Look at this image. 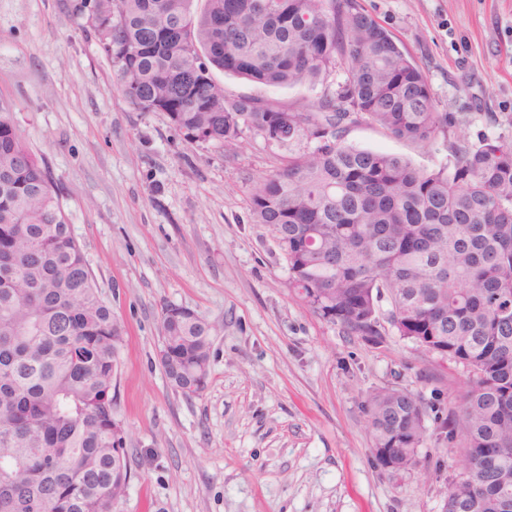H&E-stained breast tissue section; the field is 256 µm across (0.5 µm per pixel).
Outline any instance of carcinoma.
<instances>
[{"instance_id":"cac0c4a2","label":"carcinoma","mask_w":512,"mask_h":512,"mask_svg":"<svg viewBox=\"0 0 512 512\" xmlns=\"http://www.w3.org/2000/svg\"><path fill=\"white\" fill-rule=\"evenodd\" d=\"M75 0L138 112H164L189 138L224 144L247 129L291 153L255 182V222L271 227L288 288L348 335L380 344L388 329L468 371L436 443L459 444L467 471L444 512H502L512 495V141L450 140L422 70L359 0ZM343 80L311 105L229 98L213 70L271 87ZM0 100V512H113L131 478L116 382L123 332L73 236L46 160ZM377 125L415 144L449 141L430 171L345 141ZM391 309L381 317L379 302ZM165 374L185 395L207 386L210 325L168 305ZM427 406L408 391L371 393L372 451L416 463Z\"/></svg>"}]
</instances>
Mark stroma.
<instances>
[{
    "label": "stroma",
    "mask_w": 512,
    "mask_h": 512,
    "mask_svg": "<svg viewBox=\"0 0 512 512\" xmlns=\"http://www.w3.org/2000/svg\"><path fill=\"white\" fill-rule=\"evenodd\" d=\"M424 72L458 135L512 138V0H360ZM73 0H0V99L50 166L72 232L125 336L116 395L132 478L114 512H443L461 451L377 464L365 412L383 387L445 406L462 366L389 333L375 346L317 315L288 287L249 189L289 151L250 131L216 147L112 90V68ZM227 96L305 106L318 90L221 71ZM348 143L448 162L443 140L414 144L360 122ZM212 327L210 377L187 396L159 361L164 306Z\"/></svg>",
    "instance_id": "35a3bbf8"
}]
</instances>
